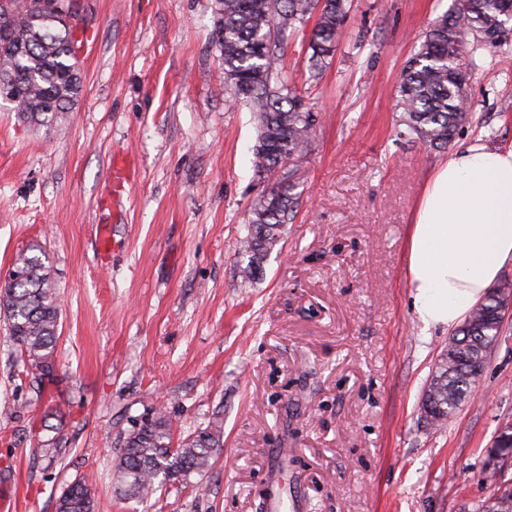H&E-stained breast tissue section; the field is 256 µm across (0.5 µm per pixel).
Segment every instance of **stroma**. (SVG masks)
I'll use <instances>...</instances> for the list:
<instances>
[{"label":"stroma","instance_id":"1","mask_svg":"<svg viewBox=\"0 0 512 512\" xmlns=\"http://www.w3.org/2000/svg\"><path fill=\"white\" fill-rule=\"evenodd\" d=\"M453 5L351 0L316 80L306 42L288 43L317 123L295 217L248 282L237 243L280 176L254 170V116L232 103L213 41L217 0H80L83 91L65 120L38 130L0 100V280L40 246L60 303L50 381L18 360L0 312V483L22 512H55L84 476L98 512H267L273 477L296 512H474L512 421V315L474 399L431 430L421 394L452 332L415 319L406 245L448 153L411 139L395 108L404 62ZM466 62L472 121L453 148L512 149V63L489 45ZM123 155L137 173L117 195ZM158 410L181 438L221 418L223 446L188 487L123 499L120 440Z\"/></svg>","mask_w":512,"mask_h":512}]
</instances>
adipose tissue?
<instances>
[{
  "instance_id": "obj_1",
  "label": "adipose tissue",
  "mask_w": 512,
  "mask_h": 512,
  "mask_svg": "<svg viewBox=\"0 0 512 512\" xmlns=\"http://www.w3.org/2000/svg\"><path fill=\"white\" fill-rule=\"evenodd\" d=\"M512 263V150L481 139L451 153L425 186L407 246L424 329L461 322Z\"/></svg>"
}]
</instances>
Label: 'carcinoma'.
Wrapping results in <instances>:
<instances>
[{
	"mask_svg": "<svg viewBox=\"0 0 512 512\" xmlns=\"http://www.w3.org/2000/svg\"><path fill=\"white\" fill-rule=\"evenodd\" d=\"M0 5V86L10 90L20 121L53 129L82 92L77 50L80 38L71 0H6ZM349 0H219L216 45L233 100L251 107L257 126L253 146L256 173L286 162L288 175L261 195L251 209L247 234L238 245L239 271L254 279L283 240L299 205L293 193L294 166L310 141L313 113L292 90L281 63L288 41L307 33L314 79L332 58L343 36ZM504 49L512 45V0H455L429 30L400 74L397 106L401 124L420 144L448 148L469 124L468 70L462 58L468 38ZM14 267L21 278L0 283V309L23 365L46 376L54 372L59 337V301L48 266L37 254L20 253ZM497 289L472 309L448 342L423 388L421 409L428 426L445 427L473 396L503 333L506 313ZM223 426L212 418L174 442L166 414L155 413L123 435L114 479L121 497L147 500L166 485L186 487L211 467L222 447ZM512 458V429L497 433L480 481L489 489L477 512H512V481L497 476L499 461ZM91 482L84 477L63 490L55 512H95Z\"/></svg>",
	"mask_w": 512,
	"mask_h": 512,
	"instance_id": "obj_1",
	"label": "carcinoma"
}]
</instances>
